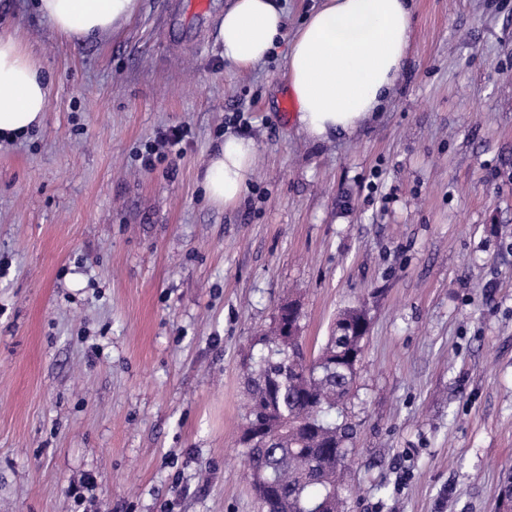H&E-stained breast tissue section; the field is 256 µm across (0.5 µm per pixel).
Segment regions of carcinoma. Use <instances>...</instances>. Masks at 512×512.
<instances>
[{"label":"carcinoma","mask_w":512,"mask_h":512,"mask_svg":"<svg viewBox=\"0 0 512 512\" xmlns=\"http://www.w3.org/2000/svg\"><path fill=\"white\" fill-rule=\"evenodd\" d=\"M358 318L332 329L317 356L302 344L285 350L283 321L260 338L264 352L247 373L248 412L240 444L267 426L261 448H245L248 484L260 512H340L348 443L353 428L330 418L350 397L363 353ZM273 406L275 419L264 410ZM501 507L512 512V472L499 489Z\"/></svg>","instance_id":"cac0c4a2"}]
</instances>
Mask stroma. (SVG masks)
<instances>
[{
  "label": "stroma",
  "mask_w": 512,
  "mask_h": 512,
  "mask_svg": "<svg viewBox=\"0 0 512 512\" xmlns=\"http://www.w3.org/2000/svg\"><path fill=\"white\" fill-rule=\"evenodd\" d=\"M176 0L84 42L33 0L0 29L41 60L43 124L0 143V512H259L246 365L280 305L309 351L370 330L347 417L346 512H498L512 468V0H413L383 113L316 142L281 106L288 42L245 73ZM248 122H230L234 106ZM184 155L139 168L158 128ZM255 175L207 202L205 161ZM256 150L252 140L230 136L210 155L204 189L211 204L226 208L239 201L252 179Z\"/></svg>",
  "instance_id": "35a3bbf8"
}]
</instances>
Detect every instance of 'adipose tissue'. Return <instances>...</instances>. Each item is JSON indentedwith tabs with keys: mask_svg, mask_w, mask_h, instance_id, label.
<instances>
[{
	"mask_svg": "<svg viewBox=\"0 0 512 512\" xmlns=\"http://www.w3.org/2000/svg\"><path fill=\"white\" fill-rule=\"evenodd\" d=\"M38 13L70 40L116 31L132 21L139 0H35ZM276 0H234L219 26L224 59L247 72L280 38L288 40V88L296 125L327 141L350 135L389 103L414 36L412 0H323L293 37ZM50 89L43 66L16 37L0 33V139L41 126ZM256 145L231 136L206 165L204 189L216 206L236 204L248 188Z\"/></svg>",
	"mask_w": 512,
	"mask_h": 512,
	"instance_id": "adipose-tissue-1",
	"label": "adipose tissue"
}]
</instances>
